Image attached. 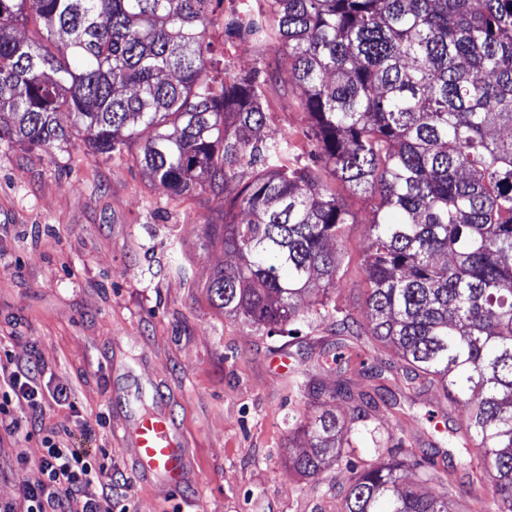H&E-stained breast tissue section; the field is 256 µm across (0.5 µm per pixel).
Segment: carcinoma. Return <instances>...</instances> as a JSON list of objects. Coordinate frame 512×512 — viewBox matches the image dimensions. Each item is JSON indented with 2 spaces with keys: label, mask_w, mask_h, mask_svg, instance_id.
<instances>
[{
  "label": "carcinoma",
  "mask_w": 512,
  "mask_h": 512,
  "mask_svg": "<svg viewBox=\"0 0 512 512\" xmlns=\"http://www.w3.org/2000/svg\"><path fill=\"white\" fill-rule=\"evenodd\" d=\"M223 3L0 0V115L15 116L0 143L60 147L85 132L95 159L138 145L134 162L176 197L224 194V223L208 228L238 262L215 273L213 303L290 337L305 301L338 314L345 368L332 397L365 430L397 402L348 377L361 334L331 298L337 245L357 217L329 182L376 198L369 341L390 348L406 389L469 411L460 438L484 471L461 512H512V0H266L272 25L241 0L224 34L288 55L285 80L311 118L301 166L288 137L266 135L261 67L210 76ZM29 23L34 37H18ZM296 387L311 406L325 395L306 371ZM290 434L307 443L296 472L336 464L338 512H448L436 450L377 441L386 461L361 467L331 413ZM411 468L422 476L406 484Z\"/></svg>",
  "instance_id": "1"
}]
</instances>
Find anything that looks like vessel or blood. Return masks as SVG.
<instances>
[{"label":"vessel or blood","mask_w":512,"mask_h":512,"mask_svg":"<svg viewBox=\"0 0 512 512\" xmlns=\"http://www.w3.org/2000/svg\"><path fill=\"white\" fill-rule=\"evenodd\" d=\"M123 439L135 450L137 476L156 480L167 490L182 486L188 473V450L177 423L165 409H153L123 428Z\"/></svg>","instance_id":"vessel-or-blood-1"}]
</instances>
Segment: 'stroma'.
I'll return each instance as SVG.
<instances>
[{
    "label": "stroma",
    "mask_w": 512,
    "mask_h": 512,
    "mask_svg": "<svg viewBox=\"0 0 512 512\" xmlns=\"http://www.w3.org/2000/svg\"><path fill=\"white\" fill-rule=\"evenodd\" d=\"M211 40L226 70L263 65L269 132L288 137L304 159L309 117L285 81L287 56L228 38L219 25ZM332 188L360 217L338 246L334 299L361 321L371 201L341 183ZM223 214V194L171 196L129 152L94 159L79 138L63 148L0 144V336L13 359H37L50 387L67 388L69 407L50 406L45 425H68L75 446L109 451L113 473L127 479L117 502L128 512H336L329 495L335 469L306 478L288 467L299 449L290 427L317 410L301 400L292 373L270 365L288 350L297 367L321 366L320 378L332 388L333 362L315 354L335 341L336 321L310 320L298 337L274 336L215 306L208 285L228 257L205 226ZM436 398L401 399L398 409L372 421L371 437L343 403L329 399L324 407L355 434L363 465L380 461L376 437L446 452L457 489L448 512H460L459 493L483 463H461L448 446L451 432L467 423L465 408L427 420ZM158 406L189 444L187 481L173 493L139 479L134 448L115 436L135 413ZM82 417L93 420L90 433L81 431ZM20 452L28 476L37 473L38 438L0 441L2 500L19 495L7 466Z\"/></svg>",
    "instance_id": "35a3bbf8"
}]
</instances>
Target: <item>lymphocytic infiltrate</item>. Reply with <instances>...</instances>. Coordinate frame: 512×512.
I'll list each match as a JSON object with an SVG mask.
<instances>
[{"label": "lymphocytic infiltrate", "instance_id": "obj_1", "mask_svg": "<svg viewBox=\"0 0 512 512\" xmlns=\"http://www.w3.org/2000/svg\"><path fill=\"white\" fill-rule=\"evenodd\" d=\"M44 369L32 360L0 363V436L36 435L42 448L36 477L17 456L10 469L20 483L18 500L0 501V512H112V468L107 451L74 447L69 430L43 427L48 403L67 404V390L43 387Z\"/></svg>", "mask_w": 512, "mask_h": 512}]
</instances>
